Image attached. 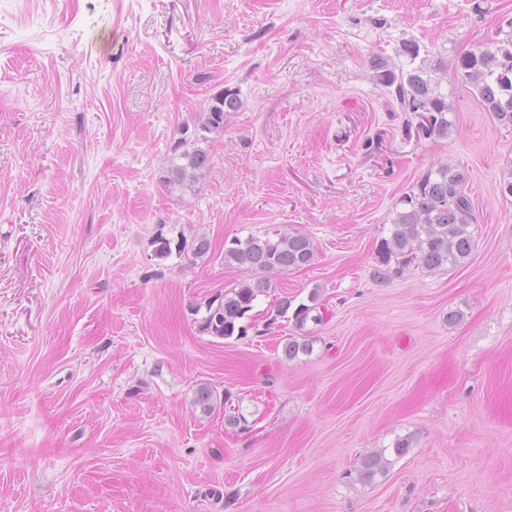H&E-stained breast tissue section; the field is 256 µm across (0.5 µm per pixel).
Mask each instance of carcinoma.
Returning a JSON list of instances; mask_svg holds the SVG:
<instances>
[{"mask_svg": "<svg viewBox=\"0 0 512 512\" xmlns=\"http://www.w3.org/2000/svg\"><path fill=\"white\" fill-rule=\"evenodd\" d=\"M504 37L489 49H477L460 55L454 65V76L462 86L470 88L478 101L500 124L512 126V18L499 27ZM421 47L414 40L402 42L398 55L406 58L401 65H392L382 57L373 59V69L380 84L397 102L403 112L423 115L415 126L419 135L427 138L444 137L452 122L451 107L445 96L437 92V68L420 58ZM241 106L238 93L225 90L210 98L192 125H184L180 138L172 148L163 182L169 187L191 189L213 167V135L224 132V119ZM468 174L457 165L440 163L428 170L397 202L399 209L392 219L390 234L380 240L376 249L373 276L384 280L410 268L440 271L465 265L476 246L475 205L467 188ZM154 256L166 259L172 254L194 259L210 254L212 244L204 234L190 238L180 235L177 247L163 234L154 240ZM316 246L311 237L300 232L275 231L273 235H249L236 238L224 249V263L252 273V279L227 291L212 294L204 302L191 306L198 315L195 323L199 332L216 339H238L247 335L244 320L258 297L268 294L273 283L270 273H290L309 267L315 259ZM321 304L318 290L309 295V303L292 306L288 297L280 298L276 316L293 322L304 330L308 321L320 322ZM308 336H290L284 343L283 354L289 360L312 352ZM232 401L228 392L217 393L206 383L197 385L192 405L204 415ZM234 432H250L248 420L236 410L224 418ZM391 460L385 450L363 458L357 470L358 479L371 482L386 474Z\"/></svg>", "mask_w": 512, "mask_h": 512, "instance_id": "obj_1", "label": "carcinoma"}]
</instances>
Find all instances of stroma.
<instances>
[{
  "mask_svg": "<svg viewBox=\"0 0 512 512\" xmlns=\"http://www.w3.org/2000/svg\"><path fill=\"white\" fill-rule=\"evenodd\" d=\"M512 0H0V512H512V127L453 78ZM439 66L447 137L410 129L374 56ZM237 90L194 188L160 178L183 125ZM464 168L460 268L373 277L394 206ZM295 229L246 337L190 308L246 280L235 238ZM209 257L155 259L157 234ZM319 291L290 361L277 298ZM463 320L449 324L448 313ZM229 390L253 430L192 405ZM410 438L386 476L348 478ZM176 254L182 257L183 255L189 256L192 258L198 259L207 257L212 249V244L210 239L203 234H195L188 240V238L182 234L180 235V241L177 244Z\"/></svg>",
  "mask_w": 512,
  "mask_h": 512,
  "instance_id": "stroma-1",
  "label": "stroma"
}]
</instances>
